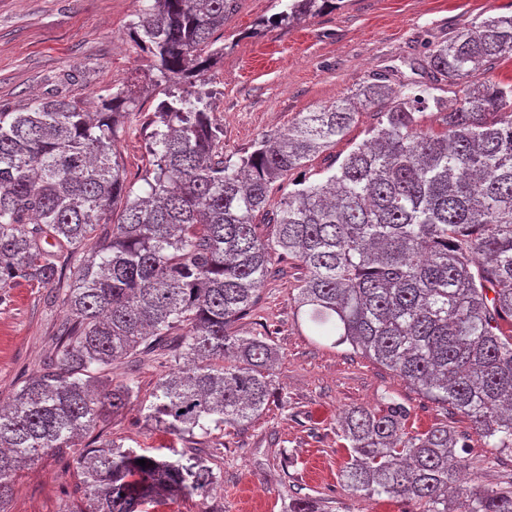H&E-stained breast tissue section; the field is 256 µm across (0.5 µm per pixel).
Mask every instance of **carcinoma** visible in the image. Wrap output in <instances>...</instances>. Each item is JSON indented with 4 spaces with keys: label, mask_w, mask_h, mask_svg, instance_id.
Masks as SVG:
<instances>
[{
    "label": "carcinoma",
    "mask_w": 512,
    "mask_h": 512,
    "mask_svg": "<svg viewBox=\"0 0 512 512\" xmlns=\"http://www.w3.org/2000/svg\"><path fill=\"white\" fill-rule=\"evenodd\" d=\"M330 0H288L292 25ZM237 0H149L132 24L166 85L154 113L152 177L127 186L115 149L136 107L122 87L91 112L66 99L0 108V289L54 287L65 322L42 372L0 406V506L16 474L121 412L135 393L102 371L167 352L147 419L181 437L238 429L266 408L277 359L239 324L275 265L298 262L296 302L313 332L350 345L433 401L464 414L487 448L512 456V84L476 75L512 57V15L475 20L429 55V89L379 75L318 112H303L237 161L206 99L178 84L224 55L214 34ZM376 108L368 138L324 183L302 176L270 207L273 185L336 144ZM443 131L423 129L426 116ZM274 226L262 237L257 216ZM393 399L347 410L344 486L410 500L420 512H512V490L474 487L454 507L461 437L448 425L406 430ZM146 460V466L138 464ZM78 512H149L163 499L206 498L217 476L199 456L123 450L111 440L73 459ZM286 512H321L308 496Z\"/></svg>",
    "instance_id": "obj_1"
}]
</instances>
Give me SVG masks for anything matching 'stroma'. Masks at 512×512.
<instances>
[{
  "label": "stroma",
  "instance_id": "1",
  "mask_svg": "<svg viewBox=\"0 0 512 512\" xmlns=\"http://www.w3.org/2000/svg\"><path fill=\"white\" fill-rule=\"evenodd\" d=\"M142 5L0 0V106L19 109L60 96L89 107L113 85H128L137 107L115 148L138 194L152 170L148 122L164 98L148 81L153 57L129 31ZM285 7L284 0H238L216 34L222 58L192 85L210 97L226 157L252 151L263 136L350 95L373 74L387 75L396 89L428 84L430 48L475 18L512 14V0H342L336 9L287 27L273 21ZM373 122L372 112L361 113L344 138L311 157V181H324L333 159L361 143ZM285 266L287 276L267 280L255 312L241 323L245 336H268L278 353L276 390L245 426L176 439L148 422L145 411L169 358L109 368L113 380H134L136 392L119 415L99 424L103 437L140 453L169 445L180 454L198 451L218 478L211 496L182 497L155 512H283L295 495L315 498L323 512H418L407 500L352 494L340 481L347 459L339 436L344 411L388 398L408 409L409 431L445 423L466 436L464 488L512 487V457L485 447L465 416L435 404L350 345L313 336L295 302L303 270L293 260ZM64 291L21 282L0 293L1 402L53 352L65 320ZM71 461V452L55 453L20 471L7 512H71L83 497V477Z\"/></svg>",
  "mask_w": 512,
  "mask_h": 512
}]
</instances>
